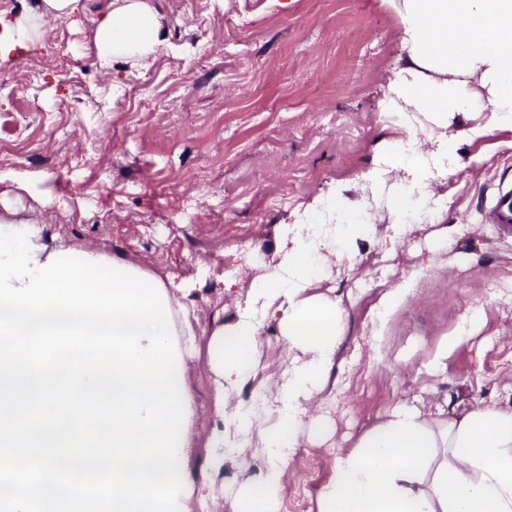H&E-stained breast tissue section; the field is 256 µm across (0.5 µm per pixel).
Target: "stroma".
<instances>
[{"mask_svg":"<svg viewBox=\"0 0 512 512\" xmlns=\"http://www.w3.org/2000/svg\"><path fill=\"white\" fill-rule=\"evenodd\" d=\"M112 2L79 0L29 41L18 24L32 0H0V219L172 278L173 310L193 307L187 456L195 482L210 487L207 512H231L270 467L260 435L278 423V391L298 355L273 309L256 308L253 370L224 393L225 412L251 408L256 424L244 434L225 426L232 449L212 473L208 342L294 238L319 268L301 296L336 305L341 333L276 512H297L296 486L304 512H320L338 457L401 406L512 410V231L485 220L496 186L512 181V125L491 124L482 100L450 118L454 157L430 184L445 207L396 228L360 176L401 127L420 140L428 123L386 109L404 55L390 0H149L161 22L156 53L104 68L94 31ZM20 54L28 68H16ZM486 124L489 133L469 136ZM339 183L375 223L351 217L331 235L308 233L309 204ZM234 260L239 277L225 279ZM401 286L408 294L387 307Z\"/></svg>","mask_w":512,"mask_h":512,"instance_id":"stroma-1","label":"stroma"}]
</instances>
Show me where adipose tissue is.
<instances>
[{
    "label": "adipose tissue",
    "instance_id": "ef3b65f1",
    "mask_svg": "<svg viewBox=\"0 0 512 512\" xmlns=\"http://www.w3.org/2000/svg\"><path fill=\"white\" fill-rule=\"evenodd\" d=\"M98 24L101 65L141 60L160 44V24L148 0H114ZM401 43L407 50L389 91L394 108L425 114L434 130L429 143H443L454 114L469 111L482 88L493 122L512 123V0H397ZM401 171L391 179L392 171ZM431 173L420 150L389 146L364 181L388 189V207L399 213L410 201L426 204ZM318 275L305 242L285 251L274 270L253 282V298L279 300L282 331L308 361L295 366L283 389L277 428L266 433L268 450L298 443L304 404L323 386L341 332L330 304L298 300ZM258 326L249 315L214 332L208 363L220 381L236 384L254 365ZM283 470L275 466L239 493L232 512H274ZM321 512H512V411L493 404L462 418L438 419L403 407L370 429L358 449L341 457L322 496Z\"/></svg>",
    "mask_w": 512,
    "mask_h": 512
}]
</instances>
